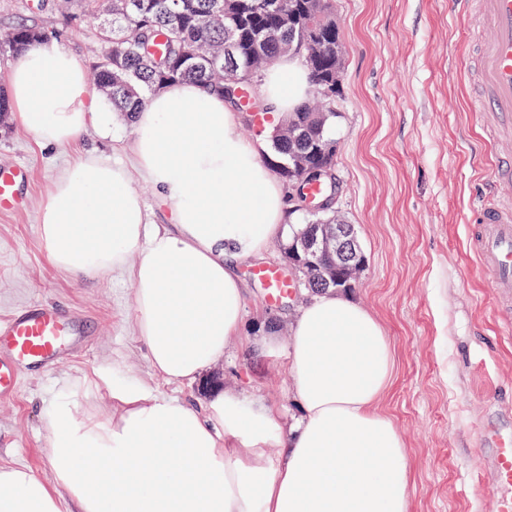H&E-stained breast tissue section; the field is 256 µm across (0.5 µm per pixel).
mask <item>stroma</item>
I'll return each mask as SVG.
<instances>
[{"instance_id":"obj_1","label":"stroma","mask_w":512,"mask_h":512,"mask_svg":"<svg viewBox=\"0 0 512 512\" xmlns=\"http://www.w3.org/2000/svg\"><path fill=\"white\" fill-rule=\"evenodd\" d=\"M344 38L343 94L336 100L335 208L354 224L365 265L348 296L389 336L395 380L382 407L409 450V512H496L505 490L490 463L487 431L512 435V309L497 307L491 280L471 248V207L486 192V149L472 111L470 60L484 37L454 0H336ZM37 25L91 70L99 20L71 0H0V37ZM130 122L110 115L72 145L46 147L16 119L0 127V168L25 166L21 209L0 212V317L43 302L79 312L84 345L45 374L22 371L16 393L0 397V462L46 475L39 411L65 379L122 357L165 395L206 398L204 381L173 386L152 377L132 321L123 273L78 279L51 262L39 216L56 174L77 156L124 160ZM277 242L237 263L243 329L209 376L230 394L257 398L294 422L286 346L270 356L248 340L265 332L267 290L255 271L279 266Z\"/></svg>"}]
</instances>
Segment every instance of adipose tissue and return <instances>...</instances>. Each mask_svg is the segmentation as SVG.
Listing matches in <instances>:
<instances>
[{
	"label": "adipose tissue",
	"mask_w": 512,
	"mask_h": 512,
	"mask_svg": "<svg viewBox=\"0 0 512 512\" xmlns=\"http://www.w3.org/2000/svg\"><path fill=\"white\" fill-rule=\"evenodd\" d=\"M8 88L40 144L73 143L106 123L85 71L57 44L18 53ZM307 90L283 58L256 95L276 120ZM236 125L220 94L170 83L134 115L130 165L80 156L41 211L55 266L83 278L128 272L136 337L171 385L197 379L238 338L232 262L262 257L284 232L281 186ZM133 169L173 204L171 225L149 223L128 188ZM287 353L302 411L291 428L258 400L163 395L117 361L65 381L40 412L49 474L0 465V512H408L409 452L381 409L395 368L381 323L324 293L302 307Z\"/></svg>",
	"instance_id": "ef3b65f1"
}]
</instances>
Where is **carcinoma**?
I'll use <instances>...</instances> for the list:
<instances>
[{"mask_svg": "<svg viewBox=\"0 0 512 512\" xmlns=\"http://www.w3.org/2000/svg\"><path fill=\"white\" fill-rule=\"evenodd\" d=\"M100 26V55L94 65L95 88L115 112L126 118L147 96L165 84L193 80L226 94L241 105L237 90L258 82L278 57L300 60L309 75L313 97L301 103L271 135L275 159L271 164L288 182L291 156L302 150L336 144L329 130L336 124V53L306 57L301 45L311 33L333 48L342 45L336 26L335 0H107ZM46 38L41 29H12L6 47L12 53ZM316 214L289 225L280 249L311 224Z\"/></svg>", "mask_w": 512, "mask_h": 512, "instance_id": "cac0c4a2", "label": "carcinoma"}]
</instances>
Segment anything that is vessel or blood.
I'll list each match as a JSON object with an SVG mask.
<instances>
[{
    "label": "vessel or blood",
    "mask_w": 512,
    "mask_h": 512,
    "mask_svg": "<svg viewBox=\"0 0 512 512\" xmlns=\"http://www.w3.org/2000/svg\"><path fill=\"white\" fill-rule=\"evenodd\" d=\"M474 4L481 24L491 32L476 51L475 85L480 106L491 111L489 128L494 145L512 147V0H459ZM22 167L0 170V211L20 204L19 187L26 179ZM472 232L474 252L491 277L493 294L512 307V202L499 206L481 203L475 208ZM267 288L268 301H276L290 287L288 279L271 267L257 270ZM72 320L49 304L29 305L0 320V397L13 394L18 367L50 370L74 343ZM491 462L501 486L512 491V436L491 434Z\"/></svg>",
    "instance_id": "b4317fda"
}]
</instances>
